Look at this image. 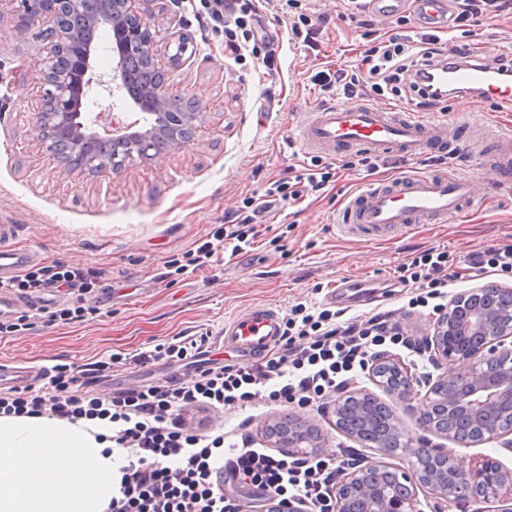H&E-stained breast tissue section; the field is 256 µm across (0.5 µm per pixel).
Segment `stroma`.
<instances>
[{
  "mask_svg": "<svg viewBox=\"0 0 512 512\" xmlns=\"http://www.w3.org/2000/svg\"><path fill=\"white\" fill-rule=\"evenodd\" d=\"M322 19L317 49L290 31L278 0H256L267 28L279 31L282 45L272 64L247 57L236 61L224 38L195 16L187 0H156L154 24L167 33L180 23L189 40L183 64L169 82L188 89L219 109L207 113L199 136L183 150L134 162L113 177H75L59 169L31 136L38 88L18 81L29 69L42 40L37 29L19 32L10 9L0 10V224H17L18 246L34 254L36 265L63 260L102 274L101 292L90 301L99 308L93 321L68 326L38 324L21 336L0 337V364L20 363L41 370L62 362L78 365L115 352L151 349L157 341L207 330L220 336L225 321L251 306L267 304L287 314L304 302L330 307L329 294L344 278L367 280L407 334L432 332L438 319L431 308L411 307L394 276L407 252L447 247L457 260L475 251L512 243V182L495 187L466 218L445 224H418L389 237L370 240L344 232L338 215L347 197L372 180L420 171L466 176L487 172L495 158L459 144L465 124L512 125V106L476 101L441 113L459 165L442 164V151L387 155L375 176L343 171L325 196L308 197L275 217L280 238L259 244L241 258L223 262L174 285L160 280L167 256L223 223L244 198L261 197L269 180L302 169L309 155L295 127L330 102L312 81L325 65L357 66L364 48L363 13L349 0H302ZM457 43L512 54V17L496 25L475 23L469 31L451 30ZM300 415L318 432L322 450L337 464L357 463L368 448L348 438L326 409L309 407Z\"/></svg>",
  "mask_w": 512,
  "mask_h": 512,
  "instance_id": "obj_1",
  "label": "stroma"
}]
</instances>
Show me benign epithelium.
Masks as SVG:
<instances>
[{
    "label": "benign epithelium",
    "mask_w": 512,
    "mask_h": 512,
    "mask_svg": "<svg viewBox=\"0 0 512 512\" xmlns=\"http://www.w3.org/2000/svg\"><path fill=\"white\" fill-rule=\"evenodd\" d=\"M18 18L17 27L25 32L39 28L44 41L42 54L33 68L43 86L33 130L61 167L69 172L97 176L118 175L125 171L152 134L177 133L185 126L196 131L199 118L211 111L197 95H187L170 87L165 65L178 64L181 55L158 59V34L149 18L151 0H112L110 22L115 47L110 72L94 69L91 45L81 33L65 23V16L92 13L97 0H10ZM140 57L160 79L142 91L138 104L159 117L158 125L144 131L129 112H99L88 123H76L81 114L73 112L75 96L91 94L112 99L131 81L127 70L130 57ZM512 288L485 284L455 294L448 301L433 331L421 337L422 347L438 367L446 368L437 378L414 373L402 358L386 352L377 355L374 366L387 365L399 372L403 387L387 392L406 404L414 433L407 435L405 453L415 460L429 458L439 463L436 472L424 475L415 467L412 473L397 474L402 490L389 493L376 482L377 472L388 468V459L398 449L375 441L365 444L372 451L369 460L343 465L332 491V512H355L357 503L366 501L374 512H417L418 492L428 490L441 503L464 505L472 500L493 499L498 512H512V468L500 460L481 455L463 464L445 446L434 442L438 435L468 447L473 443L495 442L512 448V427L501 424L499 411L512 412V366L492 370L502 359L512 358ZM426 388L424 408L410 405L415 388ZM469 418L478 434L460 438L454 430L437 428L427 418L436 406ZM277 447L292 456L307 453L303 436L288 433L276 441Z\"/></svg>",
    "instance_id": "1"
}]
</instances>
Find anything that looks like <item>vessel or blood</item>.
<instances>
[{"instance_id": "obj_1", "label": "vessel or blood", "mask_w": 512, "mask_h": 512, "mask_svg": "<svg viewBox=\"0 0 512 512\" xmlns=\"http://www.w3.org/2000/svg\"><path fill=\"white\" fill-rule=\"evenodd\" d=\"M412 5L418 21L433 30H447L448 0H368L377 14H397L404 5ZM439 82H451L459 99L469 100L481 94L498 104H512V60L503 59L490 69L485 59L472 57L455 61L436 75ZM476 140L494 138L500 148L501 162L493 170L501 179L512 170V131H492L489 125L472 127ZM300 141L310 150L331 155L339 151L367 152L380 157L391 150L415 156L428 145L446 140L443 124L423 119L413 112L360 103H339L322 108L313 119L298 129ZM475 176L444 177L402 176L390 184H373L354 197L342 214V229L353 235L380 236L414 224H443L460 213L464 201L474 200ZM20 234L15 224L0 225V311L46 310L58 301L45 293L35 299L16 295L9 282L30 264L29 252L14 243ZM283 331L279 312L267 305H255L225 323L222 335L225 349L238 357H257L270 352ZM33 374L25 367L0 364V387L19 389L31 384Z\"/></svg>"}]
</instances>
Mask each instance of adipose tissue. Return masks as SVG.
<instances>
[{
    "mask_svg": "<svg viewBox=\"0 0 512 512\" xmlns=\"http://www.w3.org/2000/svg\"><path fill=\"white\" fill-rule=\"evenodd\" d=\"M108 421L0 417V512H106L127 465Z\"/></svg>",
    "mask_w": 512,
    "mask_h": 512,
    "instance_id": "adipose-tissue-1",
    "label": "adipose tissue"
}]
</instances>
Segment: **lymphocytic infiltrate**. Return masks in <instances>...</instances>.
Here are the masks:
<instances>
[{
  "label": "lymphocytic infiltrate",
  "mask_w": 512,
  "mask_h": 512,
  "mask_svg": "<svg viewBox=\"0 0 512 512\" xmlns=\"http://www.w3.org/2000/svg\"><path fill=\"white\" fill-rule=\"evenodd\" d=\"M456 27L512 14V0H453ZM213 32L222 33L233 53L249 49L272 58V36L259 23L253 0H205ZM398 32L384 35L366 27L368 47L356 68L317 71L312 80L323 92L346 99H373L391 94L404 97L423 110L447 111L448 103L430 98L420 87L422 66H435L452 58H466L468 49L421 29L417 38L403 35L407 16L396 19ZM338 175L321 157L288 178L270 182L261 198L248 197L240 210L179 255L163 263L162 279L212 268L221 255L238 257L251 251L261 236L272 232L267 217L320 192ZM512 272V244H497L469 255L458 266L446 248L413 250L397 270L400 286L414 289V304L428 306L445 300L447 289L460 276L481 279ZM11 288L23 295L54 288L71 296L70 307L48 312V324L69 325L92 320L96 307L85 299L98 286L95 272L56 260L28 268L15 277ZM283 334L275 349L262 360L227 364L217 358V340L206 332L174 336L136 353H113L78 366L53 365L38 389L0 392V416L48 417L111 421L114 447L124 448L133 461L121 466L119 492L110 512H237L224 494L225 481L241 489H256L296 506L298 512H329L330 489L336 469L332 456H277L255 447L249 420L236 430L237 442L223 434L189 426L185 413L208 410L238 412L260 404L287 408L324 407L338 391L348 387L350 375L368 371L386 344L418 352L415 339L404 334L389 311L346 317L344 310L315 311L305 304L291 306L283 321ZM191 370V377L171 374L162 381L113 391L96 385L117 368L136 369L157 362Z\"/></svg>",
  "instance_id": "1"
}]
</instances>
